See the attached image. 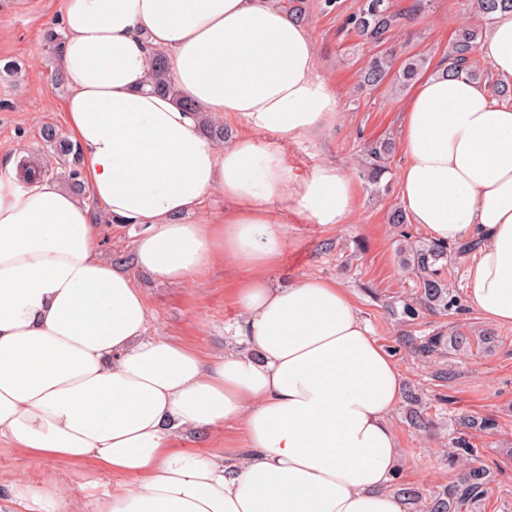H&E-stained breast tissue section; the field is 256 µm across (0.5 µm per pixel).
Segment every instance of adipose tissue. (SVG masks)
Here are the masks:
<instances>
[{
	"instance_id": "ef3b65f1",
	"label": "adipose tissue",
	"mask_w": 512,
	"mask_h": 512,
	"mask_svg": "<svg viewBox=\"0 0 512 512\" xmlns=\"http://www.w3.org/2000/svg\"><path fill=\"white\" fill-rule=\"evenodd\" d=\"M59 66L91 194L138 224L136 269L195 284L243 266L235 301L245 348L206 360L149 335L131 275L99 256L95 218L50 178L11 160L0 178V447L133 486L92 512H410L392 491L407 460L391 422L403 388L393 355L347 288L273 285L284 224L347 223L353 176L327 161L299 176L288 141L336 125L308 29L269 0H67ZM164 53L179 97L151 91ZM480 53L512 80V11ZM250 132L210 137L204 118ZM400 195L441 244H473L472 309L512 325V103L465 74L421 78L401 122ZM224 206L205 218V199ZM241 424L247 453L203 456L183 433ZM13 512H68L57 479L11 487Z\"/></svg>"
}]
</instances>
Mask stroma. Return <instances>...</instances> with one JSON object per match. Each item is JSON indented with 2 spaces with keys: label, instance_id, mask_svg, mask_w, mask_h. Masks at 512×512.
<instances>
[{
  "label": "stroma",
  "instance_id": "stroma-1",
  "mask_svg": "<svg viewBox=\"0 0 512 512\" xmlns=\"http://www.w3.org/2000/svg\"><path fill=\"white\" fill-rule=\"evenodd\" d=\"M302 2L304 24L318 47L316 72L339 92L340 115L335 128L323 138L289 141L285 146L288 160L303 176L326 161L341 164L359 180L360 194L349 223L286 225L287 246L271 273L273 282L285 286L308 276L339 281L352 292L375 338L395 354L404 375V391L416 394L419 404L415 407L431 420L429 429L415 430L409 421L415 407L405 399L391 416L409 459L396 485L417 491L413 512H420L424 501L454 481L456 472L446 455L453 446L455 424L464 416L496 421L495 429L473 431L468 440L479 450L475 465L490 471L484 512H512V326L487 321L465 303L445 315L428 313L406 322L402 302L414 293L416 278L402 267L400 249L406 241L424 238L426 232L416 224L390 223L391 212L403 206L398 183L390 181L378 190L364 181L362 155L373 141L399 142L401 112L408 95L383 86L357 88L359 72L375 48L349 34L343 21L359 8L361 0H340V10L326 15L320 13L318 0ZM413 4L414 0H390L392 10L407 17L386 43L399 60L422 55L431 65H439L456 27L483 24L479 16L462 11L458 0H427L417 13ZM64 5L65 0H0V169L25 148L36 155L44 176L63 177L60 155L47 145L42 132L51 126L62 137L70 135L63 110L67 91L53 84L58 59L44 42L45 31L59 27ZM82 200L98 220L101 256L122 263L142 291L152 313L151 333L176 337L208 359L237 346L241 314L234 288L243 269L219 265L202 283L193 285L155 283L136 272L130 261L131 242L139 225L108 221L104 207L90 193H83ZM436 332L485 335L493 342L451 349L430 359L413 356L402 344L405 337ZM446 368L454 372L447 381L438 377ZM179 444L203 455L236 456L245 450L235 427L211 437L188 433ZM59 471L56 462L0 447V512L10 508L12 482L37 487ZM66 484L70 497L86 505L131 486L128 478L93 469L71 472Z\"/></svg>",
  "mask_w": 512,
  "mask_h": 512
}]
</instances>
